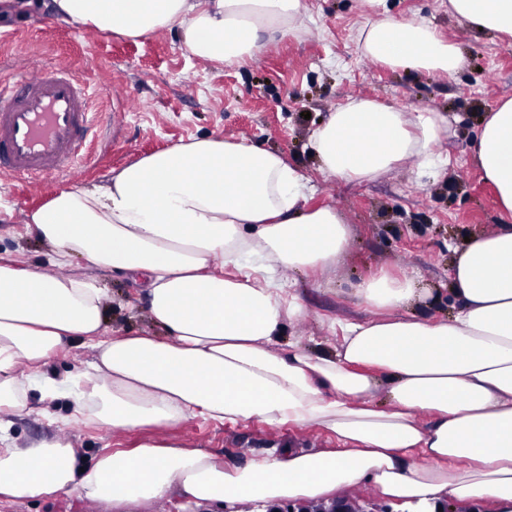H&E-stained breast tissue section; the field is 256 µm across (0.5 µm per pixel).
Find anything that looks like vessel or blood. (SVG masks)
Here are the masks:
<instances>
[{"mask_svg":"<svg viewBox=\"0 0 512 512\" xmlns=\"http://www.w3.org/2000/svg\"><path fill=\"white\" fill-rule=\"evenodd\" d=\"M91 99L67 69L24 60L0 83V173L31 181H73L89 167L99 127Z\"/></svg>","mask_w":512,"mask_h":512,"instance_id":"1","label":"vessel or blood"}]
</instances>
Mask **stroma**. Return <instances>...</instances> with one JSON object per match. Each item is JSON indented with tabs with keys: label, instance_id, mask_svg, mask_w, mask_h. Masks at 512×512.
Here are the masks:
<instances>
[{
	"label": "stroma",
	"instance_id": "35a3bbf8",
	"mask_svg": "<svg viewBox=\"0 0 512 512\" xmlns=\"http://www.w3.org/2000/svg\"><path fill=\"white\" fill-rule=\"evenodd\" d=\"M317 21L310 33L290 36L254 58L234 65L204 62L188 50L181 30L130 41L108 34L79 38L78 27L43 8L0 22V80L21 60L36 54L45 61L81 72L99 91L96 109L105 130L94 141V165L85 186L107 180L112 170L140 156L211 134L280 152L297 165L314 188L311 205H330L351 229L348 250L335 267L300 278L297 293L306 313L287 324L283 339L308 348H329L336 341L331 320L369 317L354 295L356 285L387 270L417 271L430 288L427 304L415 314L440 318L458 306L450 291L452 247L466 236L506 223L492 187L474 162V146L486 112L512 94V37L498 38L466 28L448 10V0H386L391 15L430 21L465 57L452 76L392 69L364 58L357 37L374 13L361 0H302ZM123 79L134 109L105 96L113 79ZM370 98L406 112L431 111L447 117V172L436 180L418 178L404 164L380 177L346 183L323 175L308 148L311 132L338 106L353 97ZM60 181L18 184L0 175V258L51 270V246L23 223L24 211L39 206ZM60 275L91 274L107 294L106 324L114 335L164 330L146 309L130 310L137 283L119 271L89 269L77 257ZM38 400L13 414L18 446L55 438L84 456L101 449L133 448L143 441L201 448L227 464H242L285 446L329 448L319 429L265 423L220 424L194 419L167 429H115L102 423L66 422L41 414ZM0 512H113L110 505L74 492L22 502Z\"/></svg>",
	"mask_w": 512,
	"mask_h": 512
}]
</instances>
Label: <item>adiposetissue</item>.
Instances as JSON below:
<instances>
[{"instance_id": "adipose-tissue-1", "label": "adipose tissue", "mask_w": 512, "mask_h": 512, "mask_svg": "<svg viewBox=\"0 0 512 512\" xmlns=\"http://www.w3.org/2000/svg\"><path fill=\"white\" fill-rule=\"evenodd\" d=\"M467 27L512 36V0H449ZM75 26L130 39L182 30L196 57L232 65L288 36L309 32L301 0H49ZM361 54L390 68L453 75L459 48L429 22L389 13L367 23ZM448 133L436 112H404L372 99L330 112L308 147L320 171L349 183L407 161L441 176ZM475 160L512 216V96L482 122ZM308 180L273 151L198 136L138 158L93 187L57 189L25 214L58 265L80 255L92 266L140 277L147 311L167 339L113 336L94 279L52 276L0 262V506L73 491L123 507L176 500L207 505L330 502L370 482L422 512L491 501L512 512V225L454 247L447 319L412 314L424 302L416 275L387 271L356 293L367 320H332L327 352L284 345L304 306L281 269L336 265L350 227L336 208L307 205ZM91 343L88 371L44 370L57 350ZM37 397L46 415L116 428H170L200 418L316 427L332 448H283L242 465L206 450L142 443L102 450L85 462L74 448L41 439L21 448L10 413Z\"/></svg>"}]
</instances>
